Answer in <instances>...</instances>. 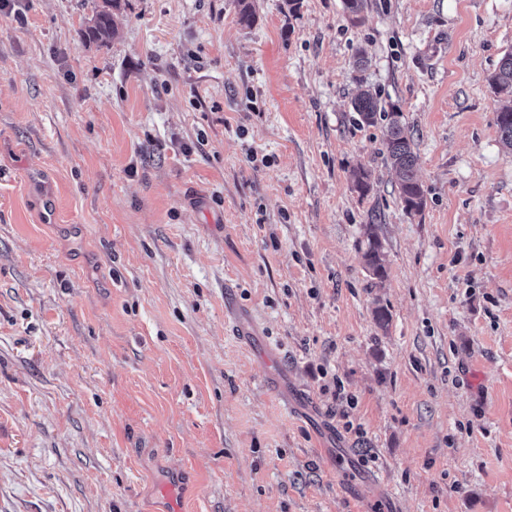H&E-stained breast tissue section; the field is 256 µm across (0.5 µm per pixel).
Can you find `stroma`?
I'll return each instance as SVG.
<instances>
[{
    "label": "stroma",
    "instance_id": "35a3bbf8",
    "mask_svg": "<svg viewBox=\"0 0 512 512\" xmlns=\"http://www.w3.org/2000/svg\"><path fill=\"white\" fill-rule=\"evenodd\" d=\"M100 4L0 0V512H512V0ZM117 1L118 0H102V6L96 12L92 25H89L81 31V37L84 40L106 43L112 39V36L116 33L112 8H116L115 3ZM495 92L512 95V53L501 60L500 66L491 78ZM352 106L362 124L371 126L379 119L386 122L384 127L386 159L395 173L403 210L407 214L422 213L425 194L416 173L414 143L404 133L402 112L393 106L390 110H385L377 95L370 91L357 95L352 101ZM367 248L364 252V260L370 274L377 280L386 278V268L381 255V241L374 224L367 225Z\"/></svg>",
    "mask_w": 512,
    "mask_h": 512
}]
</instances>
